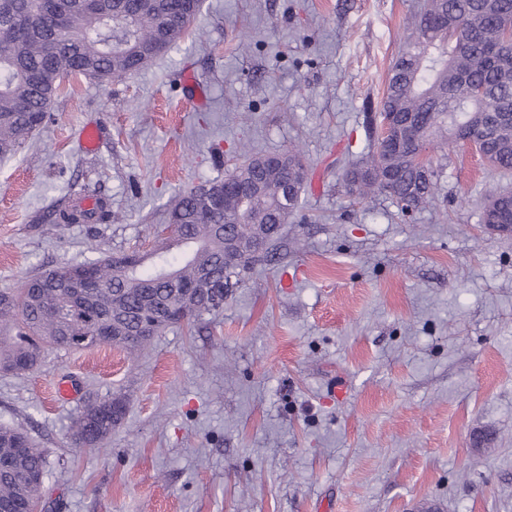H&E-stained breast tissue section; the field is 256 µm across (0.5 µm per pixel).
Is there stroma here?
I'll list each match as a JSON object with an SVG mask.
<instances>
[{
    "label": "stroma",
    "mask_w": 512,
    "mask_h": 512,
    "mask_svg": "<svg viewBox=\"0 0 512 512\" xmlns=\"http://www.w3.org/2000/svg\"><path fill=\"white\" fill-rule=\"evenodd\" d=\"M419 3L203 0L178 46L115 82L71 79L0 159V289L151 249L172 200L224 179L240 144H298L309 165L276 261L221 312L134 358L49 348L29 374L0 371V425L46 453L38 512H512V232L481 222L512 171L437 139V197L410 220L342 182L376 146L365 108ZM85 195L111 223L43 221ZM114 394L127 412L104 450L74 451L85 400Z\"/></svg>",
    "instance_id": "obj_1"
}]
</instances>
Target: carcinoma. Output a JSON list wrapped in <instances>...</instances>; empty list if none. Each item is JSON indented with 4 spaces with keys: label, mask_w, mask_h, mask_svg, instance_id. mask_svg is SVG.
I'll list each match as a JSON object with an SVG mask.
<instances>
[{
    "label": "carcinoma",
    "mask_w": 512,
    "mask_h": 512,
    "mask_svg": "<svg viewBox=\"0 0 512 512\" xmlns=\"http://www.w3.org/2000/svg\"><path fill=\"white\" fill-rule=\"evenodd\" d=\"M68 0L66 28H57L44 0H7L0 13V157L12 155L44 121L68 78L100 76L117 80L158 56L159 44L177 46L193 18H185L174 0ZM512 0H424L406 28L404 48L391 64L379 112H396L411 121L412 136L400 148L382 147L365 163L345 170L349 194L366 198L388 195L404 217L426 207L437 190V173L424 180L412 156L435 138L468 125L470 114H512ZM481 142L484 161L512 171V123L490 129ZM224 177V201L210 209L192 189L181 194L168 214L172 233L187 251L176 266L142 270L136 253L112 255L56 268H42L16 290H0V369L25 374L49 347L82 349L107 345L132 355L161 330L191 324L224 308L229 289L238 288L251 268L273 258L277 240L264 254L252 250L259 224H287L299 205L300 190L290 199L284 185L294 179L290 165L260 163L247 156ZM53 224L112 222V211H54ZM481 221L512 228V192L492 196ZM228 253L236 260L224 262ZM91 269L100 287L74 303L67 276ZM216 282L224 292L203 286ZM196 286V308L167 320L183 307L182 287ZM101 324L108 339L97 340L92 325ZM126 403L120 397L88 401L74 422V446L101 448L121 422ZM0 512H25L38 504L44 454L23 430L0 426Z\"/></svg>",
    "instance_id": "carcinoma-1"
}]
</instances>
